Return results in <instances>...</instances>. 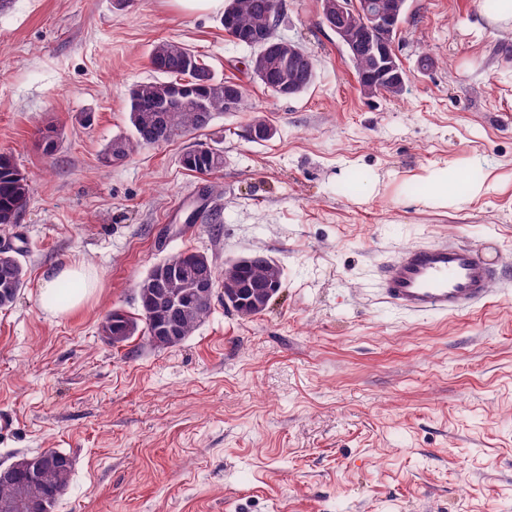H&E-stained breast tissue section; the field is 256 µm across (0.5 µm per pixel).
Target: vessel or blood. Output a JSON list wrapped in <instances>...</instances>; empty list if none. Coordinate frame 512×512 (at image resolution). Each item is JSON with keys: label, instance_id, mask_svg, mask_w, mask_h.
Listing matches in <instances>:
<instances>
[{"label": "vessel or blood", "instance_id": "1", "mask_svg": "<svg viewBox=\"0 0 512 512\" xmlns=\"http://www.w3.org/2000/svg\"><path fill=\"white\" fill-rule=\"evenodd\" d=\"M498 269L476 245L438 241L401 248L377 271L378 294L411 314H457L496 294Z\"/></svg>", "mask_w": 512, "mask_h": 512}]
</instances>
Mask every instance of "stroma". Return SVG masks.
I'll return each mask as SVG.
<instances>
[{
	"instance_id": "obj_1",
	"label": "stroma",
	"mask_w": 512,
	"mask_h": 512,
	"mask_svg": "<svg viewBox=\"0 0 512 512\" xmlns=\"http://www.w3.org/2000/svg\"><path fill=\"white\" fill-rule=\"evenodd\" d=\"M221 18L172 0L0 8V152L30 184L0 227L28 271L0 310V464L70 454L56 512H512V22H489L480 0H409L405 90L368 99L318 0H285L277 34L317 73L284 98ZM161 39L247 90L203 135L224 149L211 175L183 169L188 136L102 161ZM257 115L272 139L249 140ZM448 164L478 194L425 204L421 178ZM433 240L480 245L499 292L454 316L383 303L378 266ZM186 250L219 266L271 257L281 290L244 317L216 288L209 318L169 349L105 344L102 317L134 311L138 280ZM66 263L99 281L58 318L40 282Z\"/></svg>"
}]
</instances>
